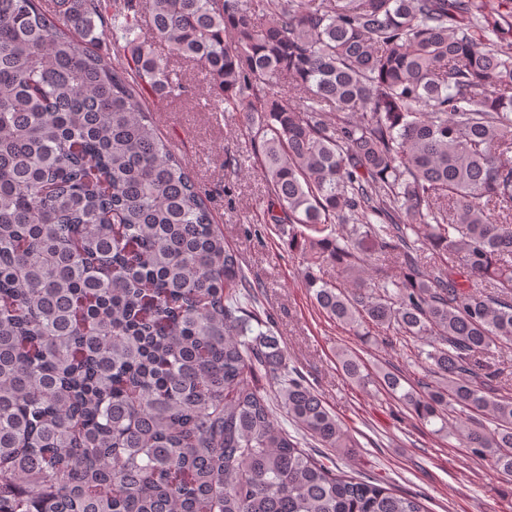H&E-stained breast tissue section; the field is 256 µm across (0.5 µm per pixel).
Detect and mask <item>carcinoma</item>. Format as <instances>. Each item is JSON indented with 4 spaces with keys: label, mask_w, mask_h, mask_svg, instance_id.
<instances>
[{
    "label": "carcinoma",
    "mask_w": 512,
    "mask_h": 512,
    "mask_svg": "<svg viewBox=\"0 0 512 512\" xmlns=\"http://www.w3.org/2000/svg\"><path fill=\"white\" fill-rule=\"evenodd\" d=\"M178 60L244 114L319 311L431 380L342 374L511 478L512 0H0V512H426L274 418L355 447L150 115Z\"/></svg>",
    "instance_id": "1"
}]
</instances>
